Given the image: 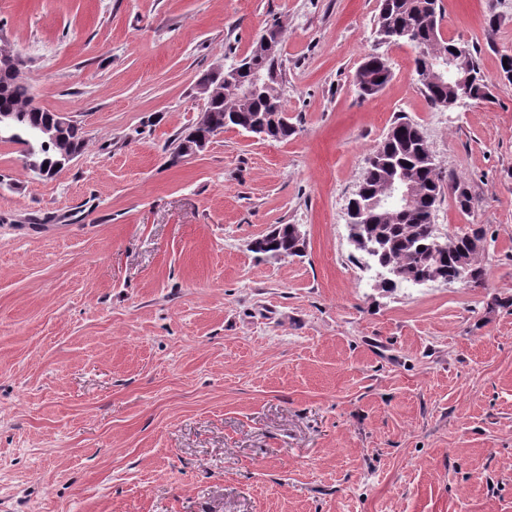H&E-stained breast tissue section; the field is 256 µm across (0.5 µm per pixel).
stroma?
Wrapping results in <instances>:
<instances>
[{
	"label": "stroma",
	"instance_id": "35a3bbf8",
	"mask_svg": "<svg viewBox=\"0 0 512 512\" xmlns=\"http://www.w3.org/2000/svg\"><path fill=\"white\" fill-rule=\"evenodd\" d=\"M489 96L431 107L379 0H0V51L85 146L0 141V512H512V0H442ZM283 32L297 132L171 162L199 74ZM392 78L360 97L368 54ZM475 198L480 283L385 292L347 204L393 121ZM276 224L304 256L251 243Z\"/></svg>",
	"mask_w": 512,
	"mask_h": 512
}]
</instances>
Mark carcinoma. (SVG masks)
Segmentation results:
<instances>
[{"label":"carcinoma","instance_id":"cac0c4a2","mask_svg":"<svg viewBox=\"0 0 512 512\" xmlns=\"http://www.w3.org/2000/svg\"><path fill=\"white\" fill-rule=\"evenodd\" d=\"M441 0H380L376 32L388 44H399L405 39L400 31L412 35L411 46L416 50L413 74L426 100L435 108H448V99L459 92L449 85L448 78L439 81L428 79L434 65L424 51H432L443 58L451 52L453 39L445 38L442 32ZM262 41L255 42L249 55L240 63L245 69L241 74L243 84L259 76L268 85L257 94L240 97L242 87L224 84V98L216 99L207 119L179 138L171 152V161L176 163L203 148L210 137L224 130V117L234 112L251 116L280 109L283 95L282 59H274L258 48ZM470 71L479 76V83L466 87L468 97L482 100L488 95L489 83L481 77L476 55L468 61ZM392 77L387 61L372 54L364 58L357 70L355 82L359 95L373 96L381 91ZM10 114V123L17 135L12 140L24 148L29 169H40V176L51 178L58 173L60 149L57 144L35 138V133L52 119L50 112L33 104L30 89L24 75L0 73V113ZM84 139L81 129L71 122L64 129L63 146L81 150ZM405 176L418 186L419 195L413 203L400 210L387 212L378 207L376 198L380 188L392 177ZM457 184L465 181L443 175L438 169L420 127L402 117L388 130L385 138L368 159L359 182L361 193L357 198L359 230L368 236L377 247L371 256L373 262L386 268H394L404 274L403 280L420 279L433 274L438 281H455L462 275L468 282H479L484 271L475 259L468 256L462 237L442 238L433 224V212L442 188L441 181ZM296 237L290 224H279L271 235L258 241L255 253L270 256L275 252L290 257L295 255Z\"/></svg>","mask_w":512,"mask_h":512}]
</instances>
